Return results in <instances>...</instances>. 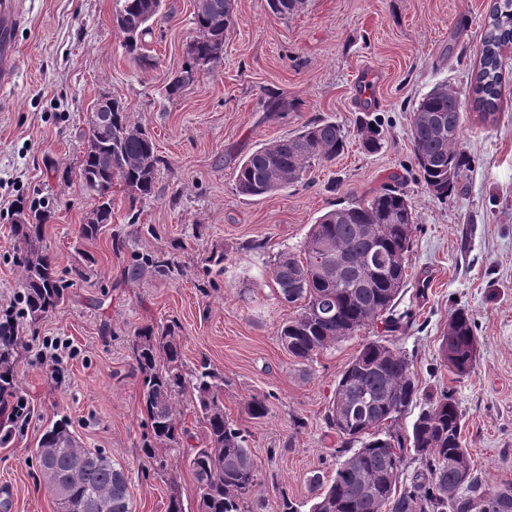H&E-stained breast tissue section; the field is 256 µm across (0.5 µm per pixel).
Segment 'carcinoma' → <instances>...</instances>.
<instances>
[{"instance_id": "1", "label": "carcinoma", "mask_w": 512, "mask_h": 512, "mask_svg": "<svg viewBox=\"0 0 512 512\" xmlns=\"http://www.w3.org/2000/svg\"><path fill=\"white\" fill-rule=\"evenodd\" d=\"M163 0H120L116 23L124 35L125 49L139 53L142 39L151 32ZM305 0H268L271 13L281 19L294 16ZM235 22L234 0H206L194 12L198 37L194 57L183 69L184 77L168 85V95L178 94L194 82L196 61L216 63L224 39ZM512 44V0H497L489 14L481 45L479 68L472 85L473 106L483 120H496L502 85V50ZM463 102L459 92L439 84L413 109L411 142L415 164L428 191L448 199L461 177L471 168L463 149ZM112 136L85 150L80 176L98 199L101 222L80 226V236L92 240L103 225L112 222V185L118 179L139 196L152 193L161 159L152 137L128 120L124 106L112 101ZM364 149L381 147L379 124L364 121L359 127ZM345 132L333 121L309 122L294 135L267 143L244 158L236 169L239 195L260 197L283 191L303 179L315 163L332 162L344 149ZM46 215L35 222L12 225L15 240L24 247L19 262L18 285L23 291L24 314L32 321L53 312L64 300L72 282L59 276L55 259L40 246ZM416 215L402 192L384 189L369 201L353 203L322 214L311 225L303 250L283 252L270 269L279 300L298 306L278 328L277 336L289 356L309 361L354 333L381 324L393 332L402 317L393 307L407 278V257L412 245ZM339 259L343 270L333 276L330 262ZM151 271L165 274L168 261L161 255L144 256L128 275L137 278ZM18 324L0 323V401L13 397L17 383ZM478 338L472 318L463 308L453 310L440 353L448 370L458 377L471 373L476 363ZM133 355L142 374L141 407L148 417L146 458L159 446L178 443L182 433L179 409L187 397L205 424L200 446L191 448L185 462L198 489V512H246L258 483L259 465L248 445V431L224 414V374L207 362L186 372L175 326L141 328L133 341ZM413 360L386 340H373L361 348L340 374L326 413L327 428L336 434L341 462L331 481L315 473L309 479L313 504L310 512H512V481L489 488L471 464L462 441L463 415L447 391L429 400L411 431L392 434L388 423L403 416L419 400ZM250 418L269 413L267 397L253 396L245 403ZM45 448L54 449L50 456ZM413 452L422 470L409 483L397 485L407 452ZM44 486L56 493L70 491L72 512H80L85 498L112 490L106 512H132L123 467L101 450L83 447L74 438L68 419L54 422L43 433L36 453Z\"/></svg>"}]
</instances>
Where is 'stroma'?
<instances>
[{
	"label": "stroma",
	"instance_id": "obj_1",
	"mask_svg": "<svg viewBox=\"0 0 512 512\" xmlns=\"http://www.w3.org/2000/svg\"><path fill=\"white\" fill-rule=\"evenodd\" d=\"M493 5L306 0L297 15L280 19L267 0H236L220 63L170 97L165 87L183 70L196 35L195 0H164L137 56L115 25L117 0H26L19 74L0 97V199L48 211L42 244L72 286L54 312L18 322L17 396L27 408L25 420L0 438V512H55L35 453L46 426L63 415L84 447L123 464L133 512H169L174 498L197 512L196 480L183 455L201 444L204 423L191 402H181L186 436L159 451L166 469L150 468L141 450L148 427L132 340L146 324L176 326L187 370L205 361L228 379L224 412L247 427L260 464L249 512H278L283 494L311 506L310 477H333L338 466V440L325 424L336 383L383 328L295 362L277 337L292 310L277 299L269 269L281 252L301 249L320 215L392 186L418 217L396 304L411 320L392 338L413 358L421 394L452 392L483 482L512 479V47L503 51L495 122L480 118L470 96ZM144 55L153 66L141 63ZM443 83L461 94V139L474 163L440 200L414 164L410 129L415 104ZM104 95L150 133L160 163L149 196L133 197L114 182L112 222L88 241L79 228L96 202L79 165L87 116ZM278 99L286 107L272 111ZM364 117L383 130L374 153L357 132ZM320 118L346 134L334 162L313 165L285 192L237 194L242 158ZM14 219L0 212V313L19 291ZM117 238L125 242L119 251ZM214 252L223 253L222 264L209 263ZM154 253L165 254L168 274L128 278L129 265ZM87 264L90 277H76ZM456 308L469 312L479 340L475 368L464 378L439 353ZM56 337L72 350L53 377L36 352ZM262 395L269 414L250 419L244 403Z\"/></svg>",
	"mask_w": 512,
	"mask_h": 512
}]
</instances>
